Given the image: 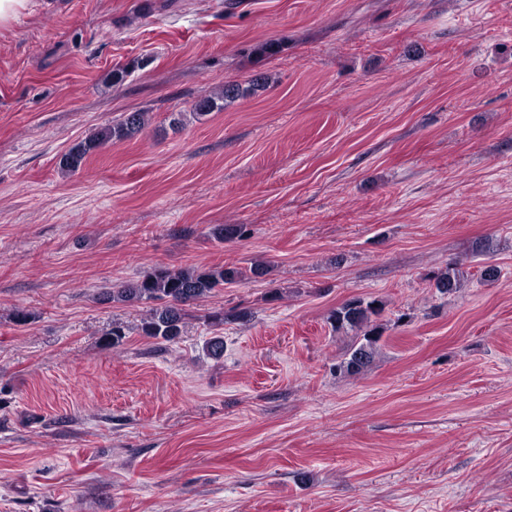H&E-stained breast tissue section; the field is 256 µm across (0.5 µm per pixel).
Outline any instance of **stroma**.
Returning a JSON list of instances; mask_svg holds the SVG:
<instances>
[{
	"label": "stroma",
	"instance_id": "35a3bbf8",
	"mask_svg": "<svg viewBox=\"0 0 512 512\" xmlns=\"http://www.w3.org/2000/svg\"><path fill=\"white\" fill-rule=\"evenodd\" d=\"M257 261L171 344L101 299ZM353 299L384 305L357 377L328 321ZM0 512H512V0H37L0 28ZM243 94L244 92L238 85H224L219 92L197 98L192 104V113L195 116L203 117L210 112H220L224 109V103L231 102ZM148 122L146 112H129L113 127L100 130L92 137L75 144L62 156L60 167L63 171L75 173L90 153L112 140H123L143 130Z\"/></svg>",
	"mask_w": 512,
	"mask_h": 512
}]
</instances>
